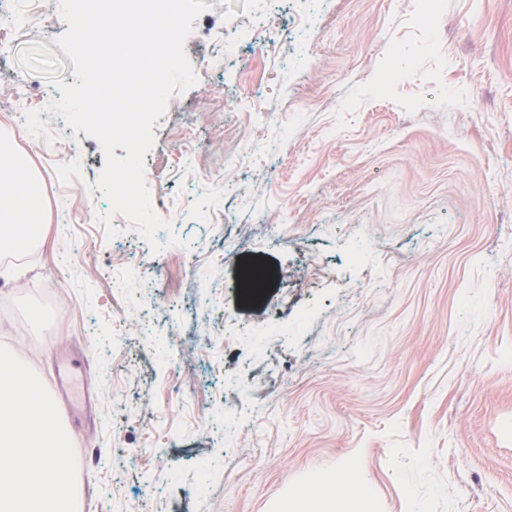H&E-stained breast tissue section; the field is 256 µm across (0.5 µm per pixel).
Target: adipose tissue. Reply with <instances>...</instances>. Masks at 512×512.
Returning a JSON list of instances; mask_svg holds the SVG:
<instances>
[{
	"mask_svg": "<svg viewBox=\"0 0 512 512\" xmlns=\"http://www.w3.org/2000/svg\"><path fill=\"white\" fill-rule=\"evenodd\" d=\"M0 141V246L22 217L41 207L38 184ZM68 437L43 379L23 372L14 352H0V512H79L78 489L57 463Z\"/></svg>",
	"mask_w": 512,
	"mask_h": 512,
	"instance_id": "adipose-tissue-1",
	"label": "adipose tissue"
}]
</instances>
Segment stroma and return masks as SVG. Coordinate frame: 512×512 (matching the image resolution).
I'll return each instance as SVG.
<instances>
[{
    "label": "stroma",
    "instance_id": "stroma-1",
    "mask_svg": "<svg viewBox=\"0 0 512 512\" xmlns=\"http://www.w3.org/2000/svg\"><path fill=\"white\" fill-rule=\"evenodd\" d=\"M205 2L145 156L156 254L19 63L43 44L74 83L58 0L0 33V135L42 194L0 348L69 378L81 512H278L323 479L362 512H512V0Z\"/></svg>",
    "mask_w": 512,
    "mask_h": 512
}]
</instances>
